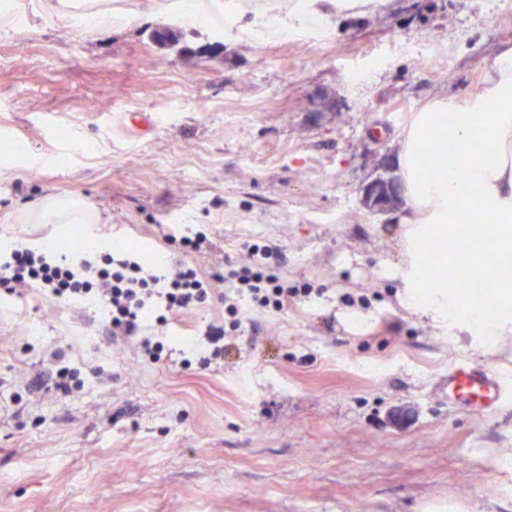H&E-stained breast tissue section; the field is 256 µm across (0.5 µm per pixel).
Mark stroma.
I'll list each match as a JSON object with an SVG mask.
<instances>
[{"instance_id":"obj_1","label":"stroma","mask_w":512,"mask_h":512,"mask_svg":"<svg viewBox=\"0 0 512 512\" xmlns=\"http://www.w3.org/2000/svg\"><path fill=\"white\" fill-rule=\"evenodd\" d=\"M18 2L0 27V140L26 152L0 154V256L84 233L213 278L264 241L312 294L255 314L208 365L221 291L149 322L153 363L106 335L101 307L0 288V512H512V399L477 414L442 392L461 360L512 387V335L480 351L404 309L387 273L398 212L361 203L414 112L474 93L512 46V0H327L302 25L296 0H223L220 29L168 0L109 31ZM270 18L287 40H256ZM48 194L83 197L100 223H21ZM59 363L80 388L48 383Z\"/></svg>"}]
</instances>
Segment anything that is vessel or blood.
<instances>
[{
	"label": "vessel or blood",
	"instance_id": "b4317fda",
	"mask_svg": "<svg viewBox=\"0 0 512 512\" xmlns=\"http://www.w3.org/2000/svg\"><path fill=\"white\" fill-rule=\"evenodd\" d=\"M512 390L486 369L461 361L448 372L449 402L469 407L478 413L495 411Z\"/></svg>",
	"mask_w": 512,
	"mask_h": 512
}]
</instances>
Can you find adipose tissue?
Here are the masks:
<instances>
[{
  "mask_svg": "<svg viewBox=\"0 0 512 512\" xmlns=\"http://www.w3.org/2000/svg\"><path fill=\"white\" fill-rule=\"evenodd\" d=\"M46 15L93 30L124 19L112 0H46ZM396 148L401 247L410 263L399 274L398 298L436 325H453L494 345L512 334V269L499 264L512 254V47L495 56L475 93L426 103L399 133ZM22 221L94 224L98 218L86 200L47 195L25 209ZM486 221L497 224V233L474 240L470 225ZM432 239L446 243L432 267L464 266L483 280L485 293L452 292L444 280L425 274L420 257Z\"/></svg>",
  "mask_w": 512,
  "mask_h": 512,
  "instance_id": "obj_1",
  "label": "adipose tissue"
}]
</instances>
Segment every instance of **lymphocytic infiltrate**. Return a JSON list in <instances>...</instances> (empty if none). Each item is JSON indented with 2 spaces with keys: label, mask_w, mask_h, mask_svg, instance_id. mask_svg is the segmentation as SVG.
<instances>
[{
  "label": "lymphocytic infiltrate",
  "mask_w": 512,
  "mask_h": 512,
  "mask_svg": "<svg viewBox=\"0 0 512 512\" xmlns=\"http://www.w3.org/2000/svg\"><path fill=\"white\" fill-rule=\"evenodd\" d=\"M276 255L272 245L247 242L236 257L225 258L224 324L207 333L213 359L223 357L226 337L242 332L246 308L279 312L288 300L309 296V289L289 285L281 277L272 263ZM35 285L58 299L103 306L109 335L116 340L139 339L142 350L156 361L159 345L139 335L143 313L152 307L171 314L191 310L206 299L215 283L185 263L156 273L148 263L121 250L102 254L96 262L83 257L58 263L30 248H14L0 262V286Z\"/></svg>",
  "instance_id": "lymphocytic-infiltrate-1"
}]
</instances>
